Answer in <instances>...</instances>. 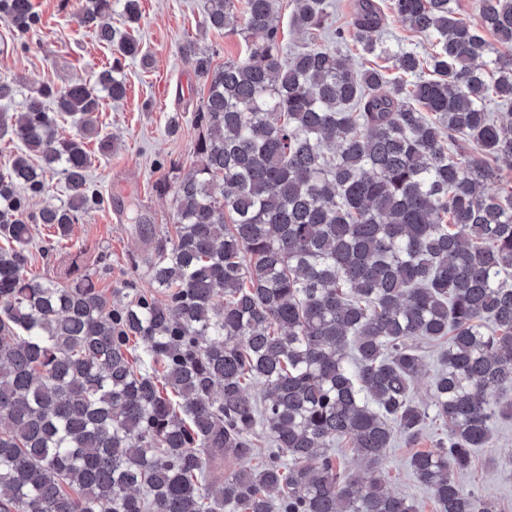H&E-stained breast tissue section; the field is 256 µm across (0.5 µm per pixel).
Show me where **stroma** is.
<instances>
[{
	"mask_svg": "<svg viewBox=\"0 0 512 512\" xmlns=\"http://www.w3.org/2000/svg\"><path fill=\"white\" fill-rule=\"evenodd\" d=\"M330 28L318 42L340 46L354 67L378 66L379 58L363 55L352 42L337 43L333 31H351L357 0H326ZM41 21L20 48L11 25L0 21V83L15 88L12 100L0 101V113L21 111L27 95L43 85L63 87L75 80L94 83L112 61L110 47L100 43L93 28L77 19L81 0H32ZM139 37L149 65L127 62L124 72L127 93L123 100L103 99L96 114L103 134L112 139L110 152H100L96 140L86 142L92 158L90 176L103 194L105 204L75 224L69 239L60 241L56 253L43 255L41 246L51 238L47 225H34L32 262L28 275H56L59 257L76 260L78 273L99 272V257L111 258L109 271L100 272L106 294L121 298L130 285L147 290L149 284L130 265L132 255L145 248L134 215H143L156 233L171 221V195H161L154 184L163 175V164L176 161L189 166L198 131L192 116L206 91L196 70V59L211 56L220 65L243 51L241 36L207 28L203 17L206 0H140ZM179 130L170 133L171 119ZM497 446L478 450L462 485L490 501L496 512H512V420L496 424ZM409 448L395 441L386 453L388 488L411 497L435 512L430 492L419 485L408 468Z\"/></svg>",
	"mask_w": 512,
	"mask_h": 512,
	"instance_id": "obj_1",
	"label": "stroma"
}]
</instances>
